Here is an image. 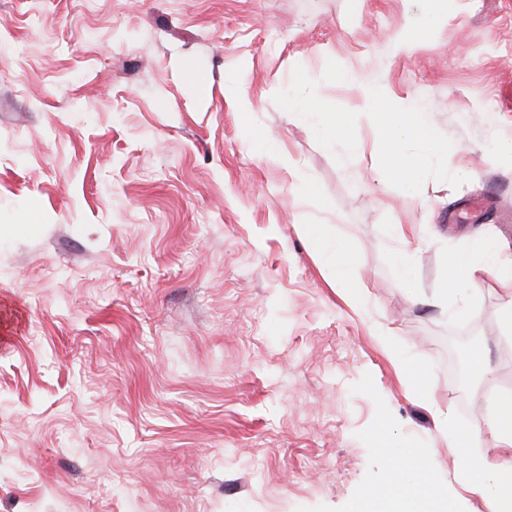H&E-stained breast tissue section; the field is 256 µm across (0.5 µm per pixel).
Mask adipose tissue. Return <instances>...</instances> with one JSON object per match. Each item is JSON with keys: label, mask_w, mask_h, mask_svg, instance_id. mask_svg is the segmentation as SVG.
Wrapping results in <instances>:
<instances>
[{"label": "adipose tissue", "mask_w": 512, "mask_h": 512, "mask_svg": "<svg viewBox=\"0 0 512 512\" xmlns=\"http://www.w3.org/2000/svg\"><path fill=\"white\" fill-rule=\"evenodd\" d=\"M360 96L363 111L377 113L380 125L386 130L385 141L391 152L393 175L408 181L431 160L447 158V144L437 138L434 128L418 106L397 107L383 99L372 84L363 86ZM280 108L289 118L308 123L324 149L347 154L355 150V131L348 128L340 117L324 112L317 101L301 90H290L282 98ZM301 230L320 248L324 259L335 268L337 278L347 279L354 265V256L342 244L336 243L322 225L305 224ZM451 270L450 282L433 300L435 308L447 310L449 298L457 293L459 278L474 275L478 270L491 274L512 297V263L502 258L495 245H487L477 261L468 253L456 254L451 260ZM493 407L490 429L495 445L500 449L499 454L474 460L464 454L460 460L472 478L474 493L491 499L495 512H512V493L505 490L506 485L512 483V406L498 399Z\"/></svg>", "instance_id": "ef3b65f1"}]
</instances>
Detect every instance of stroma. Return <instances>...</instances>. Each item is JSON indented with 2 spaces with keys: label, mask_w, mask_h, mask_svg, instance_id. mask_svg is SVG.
<instances>
[{
  "label": "stroma",
  "mask_w": 512,
  "mask_h": 512,
  "mask_svg": "<svg viewBox=\"0 0 512 512\" xmlns=\"http://www.w3.org/2000/svg\"><path fill=\"white\" fill-rule=\"evenodd\" d=\"M0 0V512H353L393 462L469 492L447 432L512 395L507 298L481 275L452 315L424 306L458 251L512 260V0ZM354 81L337 84L331 67ZM302 91L358 129L352 160L279 108ZM236 76L253 104L224 93ZM417 102L468 176L406 184L360 85ZM277 137L288 166L254 134ZM333 206L302 197L305 182ZM478 221L464 207L486 193ZM425 224L410 281L394 223ZM303 224L359 256L349 305ZM479 353L453 378L449 342ZM411 358L422 390L396 366Z\"/></svg>",
  "instance_id": "35a3bbf8"
}]
</instances>
